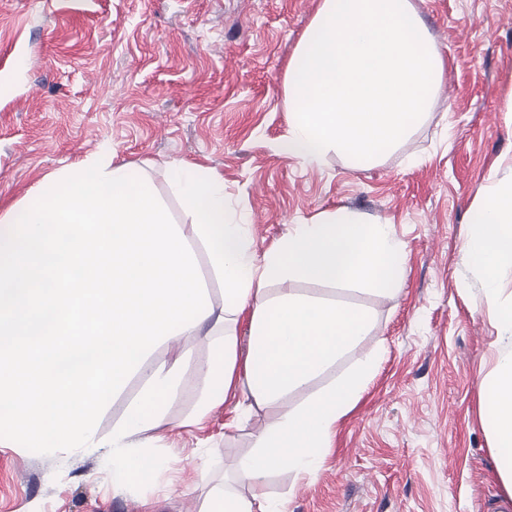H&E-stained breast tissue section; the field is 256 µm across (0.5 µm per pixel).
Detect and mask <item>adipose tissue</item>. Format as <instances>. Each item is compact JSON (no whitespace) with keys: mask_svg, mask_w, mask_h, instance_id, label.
Returning a JSON list of instances; mask_svg holds the SVG:
<instances>
[{"mask_svg":"<svg viewBox=\"0 0 512 512\" xmlns=\"http://www.w3.org/2000/svg\"><path fill=\"white\" fill-rule=\"evenodd\" d=\"M165 177L190 215L170 221L148 172L117 163L104 147L45 177L25 200L0 215V440L54 453L108 449L112 483L149 478L164 464L151 453L165 403L179 386L181 354L155 367L159 342L194 336L213 354L199 372L206 381L191 423L238 397L228 429L254 408L281 403L279 422L254 440L233 466V486L211 489L200 512H285L266 485L284 464L314 474L336 422L377 365L359 368L301 408L290 393L306 388L366 336L358 310L269 286L291 278L377 287L394 297L403 282L402 249L389 222L360 224L333 215L298 224L280 247L256 257L241 222L227 210L224 179L214 169L170 161ZM463 241L495 313L501 344L483 401L495 441L496 469L512 496V297L501 294L512 268V164L489 187ZM202 244L224 286L214 309L194 251ZM250 315L245 362L227 326ZM144 383L139 402L110 435L97 434L106 393L129 376Z\"/></svg>","mask_w":512,"mask_h":512,"instance_id":"adipose-tissue-1","label":"adipose tissue"}]
</instances>
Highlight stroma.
I'll use <instances>...</instances> for the list:
<instances>
[{"mask_svg":"<svg viewBox=\"0 0 512 512\" xmlns=\"http://www.w3.org/2000/svg\"><path fill=\"white\" fill-rule=\"evenodd\" d=\"M445 61L428 112L406 138L355 167L328 152L309 165L281 150L290 120L288 65L321 0H0V212L45 176L96 152L155 162L171 220L188 223L158 168L178 160L224 177L256 256L293 225L339 210L389 221L403 247L396 297L292 278L273 284L362 309L370 333L287 406L255 409L225 434L234 399L187 419L210 355L188 338L186 392L156 429L166 468L120 491L103 453L51 455L0 445V512H199L256 435L362 361L379 362L337 422L313 478L280 468L269 493L287 512H512L495 475L480 383L497 331L479 277L460 250L481 194L512 161V0H411ZM129 377L104 397L105 436L138 401Z\"/></svg>","mask_w":512,"mask_h":512,"instance_id":"35a3bbf8","label":"stroma"}]
</instances>
